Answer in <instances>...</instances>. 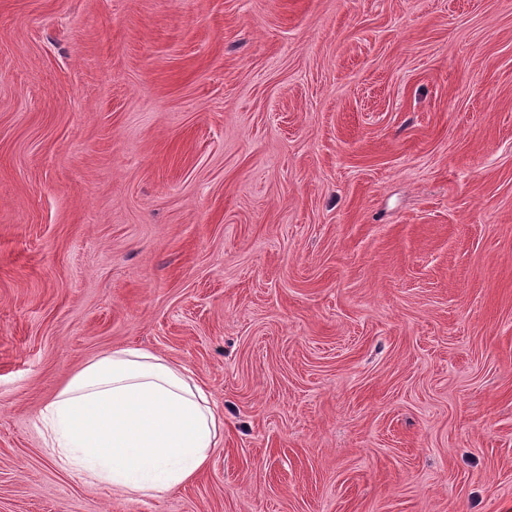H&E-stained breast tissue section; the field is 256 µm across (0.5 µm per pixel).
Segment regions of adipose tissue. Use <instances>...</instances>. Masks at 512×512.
<instances>
[{
    "mask_svg": "<svg viewBox=\"0 0 512 512\" xmlns=\"http://www.w3.org/2000/svg\"><path fill=\"white\" fill-rule=\"evenodd\" d=\"M40 421L60 469L134 496L191 483L224 442L211 393L187 368L134 347L90 359Z\"/></svg>",
    "mask_w": 512,
    "mask_h": 512,
    "instance_id": "1",
    "label": "adipose tissue"
}]
</instances>
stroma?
Masks as SVG:
<instances>
[{
  "instance_id": "1",
  "label": "stroma",
  "mask_w": 512,
  "mask_h": 512,
  "mask_svg": "<svg viewBox=\"0 0 512 512\" xmlns=\"http://www.w3.org/2000/svg\"><path fill=\"white\" fill-rule=\"evenodd\" d=\"M126 346L224 415L148 497L39 429ZM0 512H512V0H0Z\"/></svg>"
}]
</instances>
